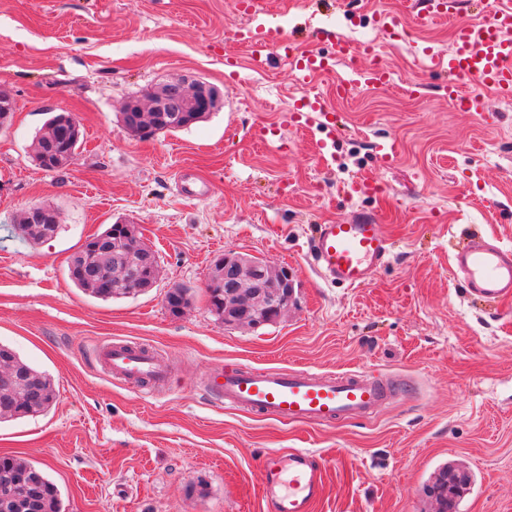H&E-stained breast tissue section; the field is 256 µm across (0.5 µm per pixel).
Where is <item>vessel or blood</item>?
I'll return each instance as SVG.
<instances>
[{
  "label": "vessel or blood",
  "instance_id": "b4317fda",
  "mask_svg": "<svg viewBox=\"0 0 512 512\" xmlns=\"http://www.w3.org/2000/svg\"><path fill=\"white\" fill-rule=\"evenodd\" d=\"M295 71L300 81L332 69L331 57L298 53ZM456 81L466 78L512 99V0H495L488 20L458 23L454 48L447 62L433 60ZM448 100L460 112H482L480 96L448 87ZM392 243L384 225L339 220L320 224L311 239L310 256L327 282L361 286L372 280L391 254ZM453 266L474 299L490 305L512 300V246L482 236L470 239L453 256ZM97 363L112 377L127 384L165 386L169 373L154 352L120 341L99 345ZM207 389L225 408L266 417L287 425L330 426L371 417L383 406L404 397L408 380L368 376L359 371L320 372L311 368L258 369L234 365L211 375ZM325 490L323 466L303 449L287 458L266 461L262 495L268 512H314Z\"/></svg>",
  "mask_w": 512,
  "mask_h": 512
}]
</instances>
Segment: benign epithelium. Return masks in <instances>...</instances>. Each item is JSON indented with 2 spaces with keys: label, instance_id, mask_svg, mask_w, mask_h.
I'll list each match as a JSON object with an SVG mask.
<instances>
[{
  "label": "benign epithelium",
  "instance_id": "7a95c632",
  "mask_svg": "<svg viewBox=\"0 0 512 512\" xmlns=\"http://www.w3.org/2000/svg\"><path fill=\"white\" fill-rule=\"evenodd\" d=\"M223 104V96L212 84L202 79H177L163 84L146 98L126 101V129L139 136L151 134L157 115L174 113L178 123L186 125L205 118ZM79 123L74 115L60 113L45 131L43 139L49 147L40 153L44 164L66 167L74 154L60 153L54 148L57 140L78 139ZM61 223L58 212L28 208L19 223L34 221ZM89 245L98 255L95 263L74 261V277L86 288H100L107 276L119 281L131 294L154 287L160 276L157 253L140 243L138 226L127 220L116 222L114 229L96 235ZM224 289V309L216 316L227 327L257 329L277 321L293 302L294 282L286 268L275 269L247 255L226 252L216 261L205 282L206 293Z\"/></svg>",
  "mask_w": 512,
  "mask_h": 512
}]
</instances>
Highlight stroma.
I'll use <instances>...</instances> for the list:
<instances>
[{
    "label": "stroma",
    "mask_w": 512,
    "mask_h": 512,
    "mask_svg": "<svg viewBox=\"0 0 512 512\" xmlns=\"http://www.w3.org/2000/svg\"><path fill=\"white\" fill-rule=\"evenodd\" d=\"M262 2L247 20L235 0H0V88L15 101L0 127V343L57 394L48 412L0 423V456L44 470L65 512H263V460L291 448L325 466L315 512H433L424 487L447 463L471 477L459 512H512V303L470 298L452 267L473 232L512 244V102L461 78L484 115L452 110L423 56L447 58L455 25L487 20L493 0H459L450 19L421 25L418 0ZM384 13L401 36L382 31ZM244 27L296 37L333 69L301 84L275 47L256 68ZM374 61L392 84L337 96ZM185 75L223 91V108L148 139L125 129L128 97ZM313 98L335 123L314 112L291 125ZM61 112L82 142L71 165L46 171L32 143ZM357 178L379 194H345ZM34 205L61 214L55 238L18 232ZM343 218L379 220L394 243L357 288L325 283L306 254L316 225ZM122 219L137 222L161 276L104 301L71 282L68 261ZM227 250L292 272L295 301L278 321L232 328L210 312L204 284ZM174 286L191 291L179 316L165 305ZM113 340L155 350L173 385L113 380L93 358ZM230 364L402 376L419 389L369 419L288 426L209 396L206 373Z\"/></svg>",
    "instance_id": "stroma-1"
}]
</instances>
